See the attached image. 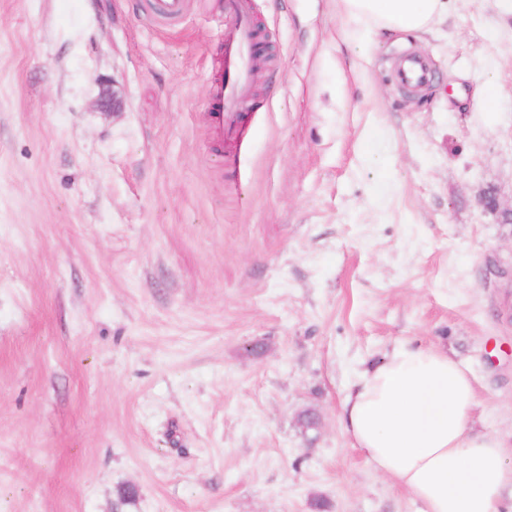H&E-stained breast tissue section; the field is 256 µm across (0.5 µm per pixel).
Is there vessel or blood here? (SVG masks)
Here are the masks:
<instances>
[{
  "label": "vessel or blood",
  "instance_id": "1",
  "mask_svg": "<svg viewBox=\"0 0 512 512\" xmlns=\"http://www.w3.org/2000/svg\"><path fill=\"white\" fill-rule=\"evenodd\" d=\"M191 6L192 0H144L147 15L161 26L181 23ZM252 18L251 0H224L223 49L211 59L208 102L212 143L219 149L225 141H237L248 120L245 103L258 52ZM395 79L405 88L419 90L430 83L432 70L424 58L406 56L395 64Z\"/></svg>",
  "mask_w": 512,
  "mask_h": 512
}]
</instances>
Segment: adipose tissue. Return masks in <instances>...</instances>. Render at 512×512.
I'll return each instance as SVG.
<instances>
[{"label": "adipose tissue", "mask_w": 512, "mask_h": 512, "mask_svg": "<svg viewBox=\"0 0 512 512\" xmlns=\"http://www.w3.org/2000/svg\"><path fill=\"white\" fill-rule=\"evenodd\" d=\"M363 38L428 34L448 0H341ZM469 371L447 352L403 342L358 372L342 427L369 466L408 491L420 512H512V455L498 434L477 430Z\"/></svg>", "instance_id": "adipose-tissue-1"}]
</instances>
